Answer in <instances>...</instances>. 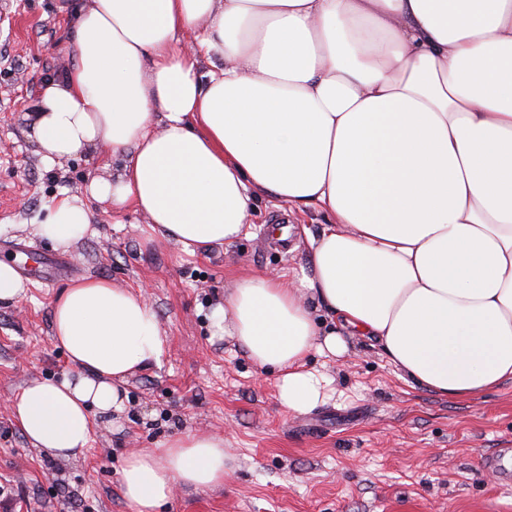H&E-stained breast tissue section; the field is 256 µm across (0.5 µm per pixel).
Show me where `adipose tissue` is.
Wrapping results in <instances>:
<instances>
[{"instance_id":"ef3b65f1","label":"adipose tissue","mask_w":512,"mask_h":512,"mask_svg":"<svg viewBox=\"0 0 512 512\" xmlns=\"http://www.w3.org/2000/svg\"><path fill=\"white\" fill-rule=\"evenodd\" d=\"M73 29L76 62L31 136L49 165L124 156L86 197L136 207L149 239L191 254L248 235L258 195L332 216L306 236L309 273L239 277L211 313L277 371L289 411L328 396L307 356L342 357L352 336L451 399L512 381V0H84ZM194 30L199 51L180 48ZM84 199L46 205L35 235L90 234ZM52 337L70 372L11 411L31 446L68 457L124 412L167 338L144 296L103 278L63 288ZM226 459L222 438L189 431L129 451L121 492L159 512L177 487H222Z\"/></svg>"}]
</instances>
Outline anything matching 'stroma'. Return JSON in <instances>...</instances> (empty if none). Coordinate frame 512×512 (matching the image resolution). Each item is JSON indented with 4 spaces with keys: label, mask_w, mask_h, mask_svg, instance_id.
<instances>
[{
    "label": "stroma",
    "mask_w": 512,
    "mask_h": 512,
    "mask_svg": "<svg viewBox=\"0 0 512 512\" xmlns=\"http://www.w3.org/2000/svg\"><path fill=\"white\" fill-rule=\"evenodd\" d=\"M82 0H0V250L23 245L69 262L76 279L104 277L144 292L169 338L162 366L128 380L119 419L101 417L89 448L69 458L32 448L9 404L33 380L70 364L52 340L51 311L66 279H30L0 306V485L10 512H132L119 470L128 451L186 431L223 438L231 461L222 488L177 489L164 512H512V381L476 398L450 399L403 381L370 342L337 360L310 355L332 380L331 399L305 414L282 405L275 372H260L208 315L243 275L309 271L304 230L332 217L257 197L251 233L229 247L189 254L145 240L148 218L92 198L93 235L68 249L35 237L31 221L61 194L84 196L124 156L100 147L45 167L29 136L42 85L75 61L71 19Z\"/></svg>",
    "instance_id": "stroma-1"
}]
</instances>
